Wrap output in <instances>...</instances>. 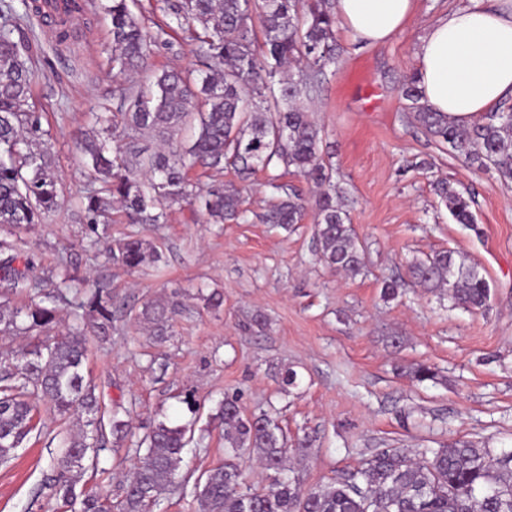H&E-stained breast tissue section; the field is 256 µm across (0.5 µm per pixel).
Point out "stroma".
I'll list each match as a JSON object with an SVG mask.
<instances>
[{
	"label": "stroma",
	"mask_w": 512,
	"mask_h": 512,
	"mask_svg": "<svg viewBox=\"0 0 512 512\" xmlns=\"http://www.w3.org/2000/svg\"><path fill=\"white\" fill-rule=\"evenodd\" d=\"M467 0H416L408 26L391 41L362 46L346 29L337 37L339 63L306 106L330 145L348 222L364 250L357 277L333 271L315 257V196L295 173L284 183L306 199L303 223L284 230L258 221L208 224L190 208L165 224H109L97 242L85 237L78 201L88 187L75 138L91 128L89 116L113 101L117 86L138 88L148 74L115 75L111 23L95 0L76 39L61 44L38 20L25 28L39 76L31 106L45 113L65 207L47 224L24 232L28 251L53 265L72 258V274L106 283L120 312L112 341L91 346L85 373L105 410L132 407L136 434L153 421L194 422L199 446L188 447L181 478L161 512H195L192 482L223 464L224 439L212 421L224 394H238L245 414L275 407L288 435L315 443L294 475L304 488L333 481L380 448H436L470 440L512 448V186L435 142L414 120L401 95L416 72L415 52L426 25ZM444 179L469 192L474 226L456 223L434 195ZM138 233L159 248V262L135 273L112 264V240ZM451 250L475 264L491 296L485 310L452 307L409 278L410 261ZM401 281L399 295L380 297L381 283ZM222 292L221 307L204 297ZM177 301L168 341H153L134 323L150 298ZM264 329L252 328L256 314ZM400 346H393V338ZM424 363L436 380L417 383L401 367ZM294 367L299 389L285 393L280 372ZM192 395L197 413L183 402ZM39 439L0 465V512H53L44 485L76 431L74 419L54 416L39 402ZM136 447L100 454L82 481L118 491L133 469Z\"/></svg>",
	"instance_id": "35a3bbf8"
}]
</instances>
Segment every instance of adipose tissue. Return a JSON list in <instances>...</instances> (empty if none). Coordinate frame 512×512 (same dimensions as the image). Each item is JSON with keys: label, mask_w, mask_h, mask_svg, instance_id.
<instances>
[{"label": "adipose tissue", "mask_w": 512, "mask_h": 512, "mask_svg": "<svg viewBox=\"0 0 512 512\" xmlns=\"http://www.w3.org/2000/svg\"><path fill=\"white\" fill-rule=\"evenodd\" d=\"M415 0H336L353 39L381 45L399 33ZM422 102L449 120L471 124L512 96V0H469L435 17L419 39Z\"/></svg>", "instance_id": "adipose-tissue-1"}]
</instances>
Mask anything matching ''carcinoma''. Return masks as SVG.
Here are the masks:
<instances>
[{
  "label": "carcinoma",
  "mask_w": 512,
  "mask_h": 512,
  "mask_svg": "<svg viewBox=\"0 0 512 512\" xmlns=\"http://www.w3.org/2000/svg\"><path fill=\"white\" fill-rule=\"evenodd\" d=\"M161 10L193 46L196 68L153 72L149 84L117 88L115 111L95 114L97 131L76 138L93 188L80 201L90 233L114 222L118 204L123 224H164L176 206L200 204L209 224L249 222L250 210L235 185L214 181L202 191L191 178L200 168L218 173L224 164L241 178L269 172L277 196L256 218L288 228L305 217L302 195L278 183L277 168L313 181L319 189L315 236L318 260L347 275H358L364 253L324 162L327 148L321 128L301 105V98L322 83L326 68L339 59L334 0H162ZM18 14L0 9V226L27 229L46 224L64 205L62 186L52 166L43 115L29 108L37 68L20 52L14 35L32 14L55 29L57 41L76 36L65 20L44 11L38 0ZM139 0H111L105 7L112 25V68L120 74L147 70L155 48L167 42L165 26L151 28L137 13ZM403 94L413 117L433 138L453 151L493 169L512 184V105L485 114L478 123L456 124L421 103L416 77ZM187 125L194 134L177 144ZM154 150L142 145L148 135ZM436 194L459 224L475 223L472 197L446 181ZM112 262L129 272L157 258L156 246L131 234L108 246ZM411 277L431 292L448 296L454 307L485 308L490 288L477 267L451 251L410 263ZM64 272L45 278L41 262L22 241L0 239V334L22 333L24 347L0 355V464L14 457L37 429L33 399L51 403L60 417H74L77 435L66 448L48 487L60 512H154L175 482L186 447L194 440V423L154 424L136 441L143 451L117 500L79 487L87 453L99 460L108 436L116 442L134 437L131 421L113 410L102 411L96 387L83 366L89 345L111 339L115 302L112 289L99 283L73 285ZM26 294L23 306L10 297ZM67 309V331H56L59 313ZM176 303L148 300L136 320L149 334L164 340L171 334ZM212 419L224 436V465L208 470L194 483L197 512H512V448L496 450L471 441L438 448H379L363 465L328 485L303 490L286 478L290 458L305 457L306 437L288 449V438L276 418L246 415L237 397L226 396ZM252 456L267 472L257 491L245 484L240 459Z\"/></svg>",
  "instance_id": "obj_1"
}]
</instances>
